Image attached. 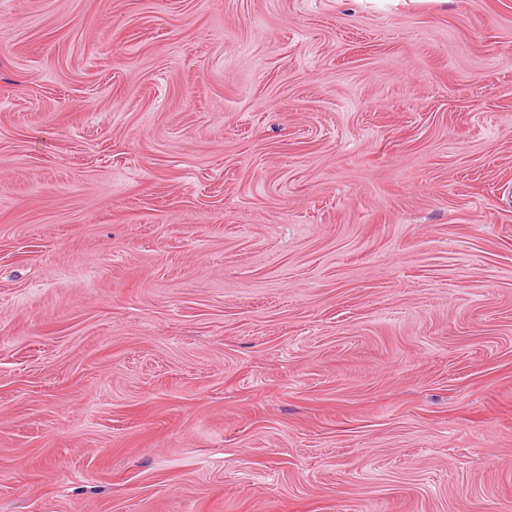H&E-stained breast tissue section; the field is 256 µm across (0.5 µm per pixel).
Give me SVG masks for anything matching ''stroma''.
Returning a JSON list of instances; mask_svg holds the SVG:
<instances>
[{
    "mask_svg": "<svg viewBox=\"0 0 512 512\" xmlns=\"http://www.w3.org/2000/svg\"><path fill=\"white\" fill-rule=\"evenodd\" d=\"M0 512H512V0H0Z\"/></svg>",
    "mask_w": 512,
    "mask_h": 512,
    "instance_id": "stroma-1",
    "label": "stroma"
}]
</instances>
